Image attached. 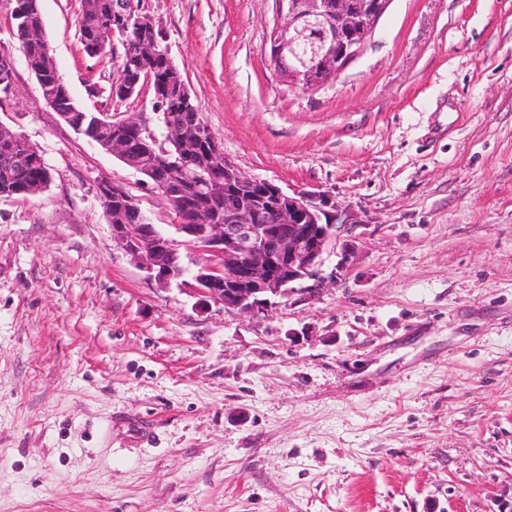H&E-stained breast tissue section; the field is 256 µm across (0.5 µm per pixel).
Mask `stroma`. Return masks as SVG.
I'll return each mask as SVG.
<instances>
[{"label":"stroma","instance_id":"1","mask_svg":"<svg viewBox=\"0 0 512 512\" xmlns=\"http://www.w3.org/2000/svg\"><path fill=\"white\" fill-rule=\"evenodd\" d=\"M14 6L0 124L51 181L0 198V512H512V0H390L306 92L270 65L274 0H143L225 156L360 224L315 299L258 316L158 287L113 240L104 180L176 230L44 102ZM40 8L77 105L153 118L150 89L109 98L121 46L86 57L80 0Z\"/></svg>","mask_w":512,"mask_h":512}]
</instances>
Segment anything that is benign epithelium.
<instances>
[{"label": "benign epithelium", "mask_w": 512, "mask_h": 512, "mask_svg": "<svg viewBox=\"0 0 512 512\" xmlns=\"http://www.w3.org/2000/svg\"><path fill=\"white\" fill-rule=\"evenodd\" d=\"M389 2L336 0L332 4L333 40L327 43L316 67L304 70L285 65L288 36L303 19L322 12L325 4L323 0H274L280 23L271 34L270 66L277 78L302 91L337 80L360 54ZM36 9L35 0H18L13 16L25 36L42 41L50 53L44 27L33 23L32 12ZM136 29L137 36L132 40L134 55L141 60L161 59L156 109L168 106L169 83L177 85L183 99H191L189 85L170 58L168 48L161 46L163 32L154 16L140 9ZM139 82L140 78L131 77L114 84L112 99L134 96ZM45 102L80 134L84 122L93 120L99 126L96 144L100 148L127 167L141 174L146 172V160L154 155L158 140L143 114L130 112L116 119L110 112H81L74 104L64 110L49 97ZM127 131L138 132V138L129 139L125 136ZM6 142L10 149L0 152V162L21 159L17 155L20 150L32 152L27 140L0 123V143ZM164 142L170 146L168 158L155 162L156 170L149 172L148 180L168 206L184 209L182 223L175 225L181 239L170 238L149 223L137 198L123 185L106 180L98 187L104 202L111 201L114 192L123 194L125 207L105 210L112 237L158 286L164 288L177 282L200 306L213 302L226 312L259 315L278 299L294 295L304 300L314 298L319 293L324 255L329 250H340L339 268L349 263L359 241L358 224L350 208L329 195L285 189L272 181L246 175L224 156L205 126L192 127L167 117ZM187 167L203 176L198 185L199 198H227L224 215L184 199L181 174ZM183 247L208 256L207 263L189 278L180 258Z\"/></svg>", "instance_id": "benign-epithelium-1"}]
</instances>
